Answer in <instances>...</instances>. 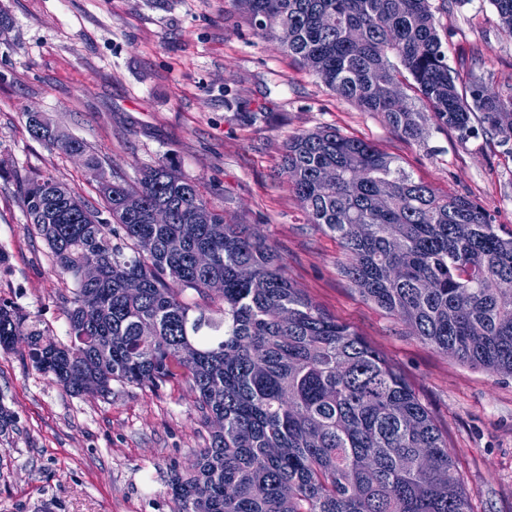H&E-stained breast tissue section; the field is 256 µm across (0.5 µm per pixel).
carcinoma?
Masks as SVG:
<instances>
[{
    "label": "carcinoma",
    "mask_w": 512,
    "mask_h": 512,
    "mask_svg": "<svg viewBox=\"0 0 512 512\" xmlns=\"http://www.w3.org/2000/svg\"><path fill=\"white\" fill-rule=\"evenodd\" d=\"M249 2L256 35L406 138L433 125L464 140L477 119L512 141V94L474 76L461 86L448 66L435 19L448 0ZM491 3L511 37L512 0ZM25 117L35 140L99 172L102 208L49 175L22 183L27 223L75 285L68 342L3 300L0 350L23 347L73 395L89 380L103 396L114 382L195 390L209 437L170 472L172 512H474L448 434L404 375L297 288L264 237L224 223L168 162L133 186L43 113ZM282 173L364 299L439 353L512 375V232L485 208L334 128L289 137Z\"/></svg>",
    "instance_id": "obj_1"
}]
</instances>
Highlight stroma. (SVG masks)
I'll return each mask as SVG.
<instances>
[{
    "label": "stroma",
    "mask_w": 512,
    "mask_h": 512,
    "mask_svg": "<svg viewBox=\"0 0 512 512\" xmlns=\"http://www.w3.org/2000/svg\"><path fill=\"white\" fill-rule=\"evenodd\" d=\"M0 12L10 19L0 34V300L65 340L73 284L53 271L19 183L46 174L99 201L97 171L33 139L26 113H45L132 184L171 159L228 223L268 238L314 303L399 368L447 432L475 512H512V376L438 353L362 298L340 271L338 240L309 223L280 172L290 136L332 127L438 193L469 196L510 232L512 142L480 126L465 140L435 128L403 138L255 35L235 0H0ZM436 19L453 71L512 91V37L489 0ZM245 112L268 118L251 125ZM0 404L17 421L0 440V512H171L170 472L189 467L209 436L187 386L116 383L109 396H77L1 351Z\"/></svg>",
    "instance_id": "1"
}]
</instances>
